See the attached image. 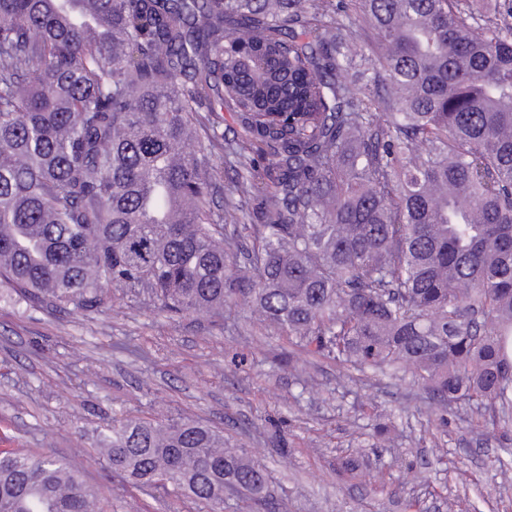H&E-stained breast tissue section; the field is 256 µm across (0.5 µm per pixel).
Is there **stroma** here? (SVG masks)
<instances>
[{
	"instance_id": "1",
	"label": "stroma",
	"mask_w": 512,
	"mask_h": 512,
	"mask_svg": "<svg viewBox=\"0 0 512 512\" xmlns=\"http://www.w3.org/2000/svg\"><path fill=\"white\" fill-rule=\"evenodd\" d=\"M116 414L223 430L260 459L285 512H512V429L457 404L440 411L409 380L352 375L248 307L174 316L112 287L75 313L0 286V435L12 448L74 464L102 512H209L112 472L100 448Z\"/></svg>"
}]
</instances>
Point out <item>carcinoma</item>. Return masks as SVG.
Instances as JSON below:
<instances>
[{
    "mask_svg": "<svg viewBox=\"0 0 512 512\" xmlns=\"http://www.w3.org/2000/svg\"><path fill=\"white\" fill-rule=\"evenodd\" d=\"M0 281L72 311L112 285L170 313L247 304L508 422L512 0H0ZM106 441L143 485L265 501L261 463L198 421L114 419ZM93 498L62 459L0 448V512Z\"/></svg>",
    "mask_w": 512,
    "mask_h": 512,
    "instance_id": "1",
    "label": "carcinoma"
}]
</instances>
